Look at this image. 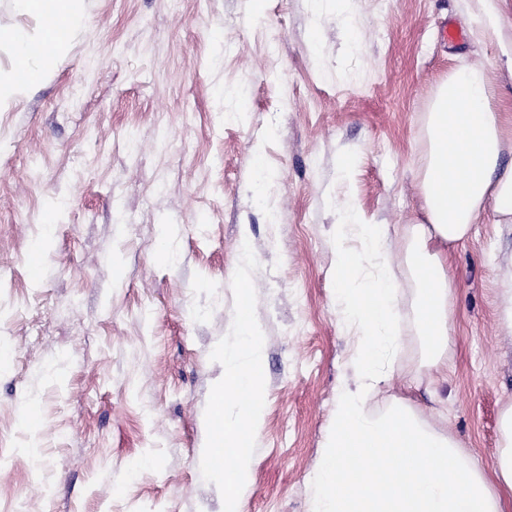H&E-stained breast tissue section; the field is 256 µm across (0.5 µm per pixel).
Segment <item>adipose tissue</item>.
<instances>
[{"label":"adipose tissue","mask_w":512,"mask_h":512,"mask_svg":"<svg viewBox=\"0 0 512 512\" xmlns=\"http://www.w3.org/2000/svg\"><path fill=\"white\" fill-rule=\"evenodd\" d=\"M18 12L39 17L40 35L27 29L0 30V42L13 50L17 71L0 73V100L37 81L40 66L54 54L72 23L80 22L77 0H14ZM36 46L35 56L22 54ZM496 86L479 67L456 70L438 88L428 119L430 151L420 184L425 223L413 225L403 262L419 281L416 308L431 360L447 347L452 328V277L448 246L463 241L486 214L512 223V165L501 163L505 119L492 105ZM336 305L345 324L356 326L364 342L360 352L361 383L341 387L336 398V435L326 446L314 479V512H504L503 495H512V405L499 420V453L493 490L448 435L429 430L397 406L374 417L366 402L384 378L381 350L398 344L399 284L389 263L350 287L358 262L345 246V235L357 231L365 257L379 258L387 229L363 223L357 206H338Z\"/></svg>","instance_id":"adipose-tissue-1"}]
</instances>
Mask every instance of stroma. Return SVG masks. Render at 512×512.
I'll use <instances>...</instances> for the list:
<instances>
[{
	"mask_svg": "<svg viewBox=\"0 0 512 512\" xmlns=\"http://www.w3.org/2000/svg\"><path fill=\"white\" fill-rule=\"evenodd\" d=\"M39 80L0 102V512H223L200 470L241 241L259 267L262 423L236 512H312L360 333L336 312L337 206L387 225L400 340L370 413L402 403L495 483L512 405V224L448 254L452 341L428 365L400 261L439 84L496 72L512 116V0H81ZM465 34L443 41L442 23ZM242 112L224 116L225 95ZM275 178L266 199L253 160ZM173 225L174 261L158 253ZM39 260L30 264V248ZM35 404L38 424L20 422Z\"/></svg>",
	"mask_w": 512,
	"mask_h": 512,
	"instance_id": "1",
	"label": "stroma"
}]
</instances>
